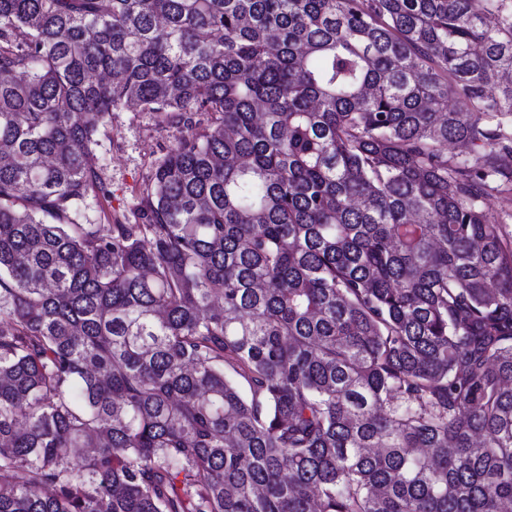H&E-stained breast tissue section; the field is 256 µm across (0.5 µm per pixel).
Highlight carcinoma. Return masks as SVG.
<instances>
[{"instance_id":"obj_1","label":"carcinoma","mask_w":512,"mask_h":512,"mask_svg":"<svg viewBox=\"0 0 512 512\" xmlns=\"http://www.w3.org/2000/svg\"><path fill=\"white\" fill-rule=\"evenodd\" d=\"M511 73L512 0H0V512H512ZM155 112L132 107L114 112L98 135L93 163L103 191L90 200L91 214H130L140 202L153 165L181 137ZM484 210L492 222L512 231V196L492 194L485 201Z\"/></svg>"}]
</instances>
